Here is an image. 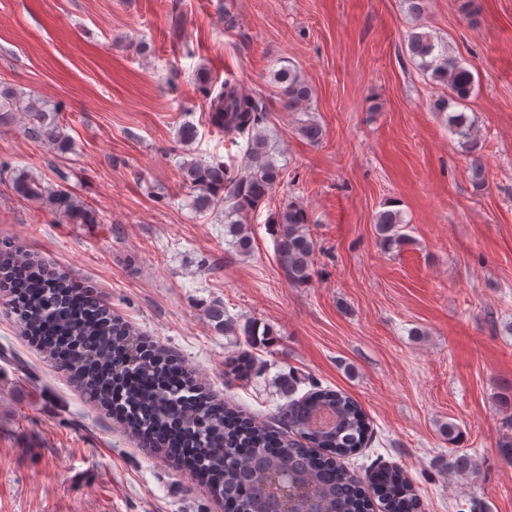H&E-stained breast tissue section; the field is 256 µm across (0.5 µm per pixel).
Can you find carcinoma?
Returning <instances> with one entry per match:
<instances>
[{
    "mask_svg": "<svg viewBox=\"0 0 512 512\" xmlns=\"http://www.w3.org/2000/svg\"><path fill=\"white\" fill-rule=\"evenodd\" d=\"M407 47L417 66L446 90L437 99V110L448 112V129L472 155L471 180L476 187L483 186L478 139L466 112L475 90L474 73L427 32L410 33ZM275 81L282 85L289 111L303 109L310 100L311 87L298 70L283 68ZM199 90L209 100L211 125L230 135L248 136L247 149L235 171L222 163H191L183 178L199 190V209L222 204L225 217L237 216L228 224V234L232 247L247 254L252 250L247 217L269 200L283 176L260 130L267 114L234 80H224L216 93L209 76L202 74ZM15 111L29 114L23 129L26 136L68 149L66 135L55 122L47 121L38 102L25 104L1 89L0 112ZM298 131L311 143L324 137L322 126L312 119L302 122ZM13 189L24 199H47L70 224L95 222L92 212L70 192L51 191L25 172L15 176ZM270 223L284 278L291 286L308 284L315 274L319 246L306 209L290 201L271 215ZM374 224L383 245L400 248L409 242L400 211L382 210ZM0 279L23 283L25 293L18 297L14 311L24 333L43 337L42 351L69 373L89 402L115 415L126 407L132 409L136 419L129 425L135 434L169 458H178L181 448L193 443L196 456L187 468L213 495L224 498L232 512H239L259 492L282 497V478L290 472L300 473L301 493L284 499L285 512H300L301 497L310 490L322 501L323 512H374L375 499L380 512H417L416 491L402 469L384 468L365 483L339 462L365 447L371 437L366 413L348 395L318 389L296 398V381L290 377L281 384L287 403L272 420L257 422L202 391L170 355L148 348L92 290L80 287L67 273L31 254L5 250L0 251ZM254 365L249 351H240L225 363L226 372L237 380L247 379ZM322 412L334 418L332 425L315 424L314 418Z\"/></svg>",
    "mask_w": 512,
    "mask_h": 512,
    "instance_id": "1",
    "label": "carcinoma"
}]
</instances>
